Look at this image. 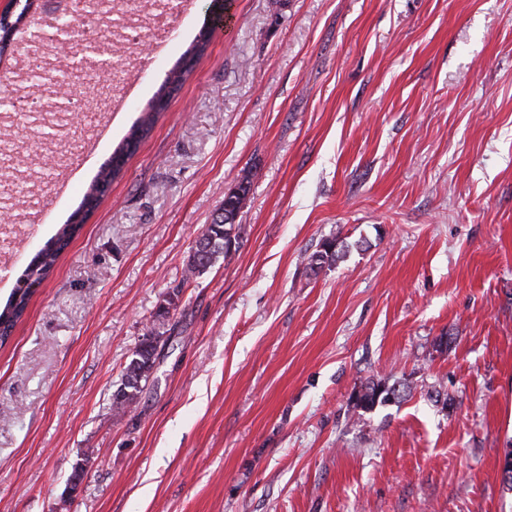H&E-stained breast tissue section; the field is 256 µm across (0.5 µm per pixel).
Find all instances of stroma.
<instances>
[{
    "mask_svg": "<svg viewBox=\"0 0 512 512\" xmlns=\"http://www.w3.org/2000/svg\"><path fill=\"white\" fill-rule=\"evenodd\" d=\"M212 4L150 36L132 87L69 80L73 127L0 118V202L37 229L3 303L212 29L0 347V512H512V0ZM245 174L235 250L188 277ZM387 377L405 397L356 418ZM208 36L209 29H204L200 31L198 37L196 38L195 43L189 49L191 51L187 50L189 52L186 51L187 53L184 55V58L188 61V64H183L179 71L177 69H174L171 72L170 76L165 81V83L162 85V87H167L172 94L174 92L176 93L179 91L185 78L187 77V75L184 74L192 70V62L196 58H200L206 51L207 46L209 44ZM333 243H336L334 249H332ZM326 247H330V250L323 249ZM343 247V241H340L338 237L325 239L321 245V249L307 257V268L315 273L324 265H332L342 257ZM162 338L163 336L160 335L146 336L135 350L133 358L125 370L123 387L113 395V410L124 412L136 403L153 373L158 350L164 344ZM119 397H123V399L118 401ZM400 396L401 391L396 388V383L389 386L385 379L376 382L369 380L354 392L353 409L357 413V418L360 419L365 413L371 412L376 406L387 402L391 397L398 398Z\"/></svg>",
    "mask_w": 512,
    "mask_h": 512,
    "instance_id": "stroma-1",
    "label": "stroma"
}]
</instances>
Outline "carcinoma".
<instances>
[{"label": "carcinoma", "instance_id": "obj_1", "mask_svg": "<svg viewBox=\"0 0 512 512\" xmlns=\"http://www.w3.org/2000/svg\"><path fill=\"white\" fill-rule=\"evenodd\" d=\"M29 7L30 4H25L15 21L0 23V56L10 47L9 31L21 22ZM208 36L209 30L200 31L191 51L184 55L187 64L171 72L164 83L170 92L179 91L186 78V73L192 70V62L206 51L209 44ZM165 109L166 105L153 101L143 110L142 116L133 127L126 142L115 149L101 167L89 192L85 195L79 208L70 216L69 222L60 228L56 236L48 241L30 262L25 270V278L34 276L42 279L51 272L61 252L81 229L87 214V205L97 203L102 189L120 175L138 143L151 132L158 115ZM249 183V175H243L239 181L240 192L225 195L222 208L210 223L204 225L188 263V271L192 275L203 273L215 263L219 256L229 254V250L225 248L226 240H238L236 218L246 193V185ZM342 254L343 242L337 237L327 238L322 243V249L307 257V268L316 273L323 266H330L337 262ZM30 297L31 293L24 288H17L12 292L3 310L0 311V344H5L10 339L16 324L28 308ZM163 344L164 340L160 335H152L143 339L126 367L123 387L113 395V410L123 412L136 403L153 373L158 350ZM400 396L401 391L396 388V385L390 386L384 379L376 382L369 380L354 392L353 409L357 413V417L360 418L376 406Z\"/></svg>", "mask_w": 512, "mask_h": 512}]
</instances>
